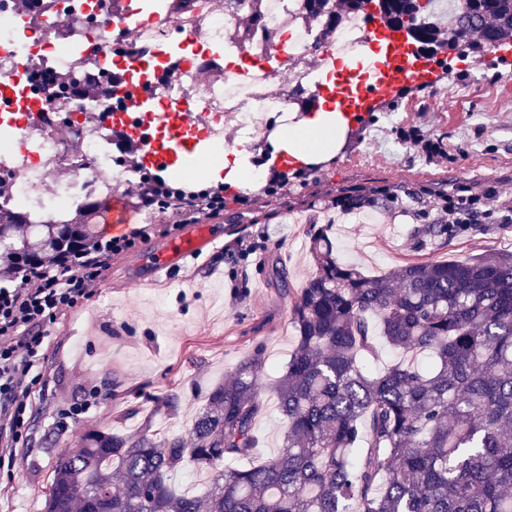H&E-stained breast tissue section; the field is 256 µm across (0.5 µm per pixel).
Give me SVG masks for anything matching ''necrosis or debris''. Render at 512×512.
<instances>
[{"label":"necrosis or debris","mask_w":512,"mask_h":512,"mask_svg":"<svg viewBox=\"0 0 512 512\" xmlns=\"http://www.w3.org/2000/svg\"><path fill=\"white\" fill-rule=\"evenodd\" d=\"M111 0H56L54 10L38 0H0V196L17 208L44 215L60 206L134 182L140 166L112 149L114 137L140 125L130 109L144 85L154 87L151 112L172 103L192 106L191 132L211 146L224 142L225 127L236 133L254 125L273 127L291 103L316 88L315 62L333 47H355L367 21L354 16L325 35L304 9V0H266L262 22L245 28L252 0H157L146 22L123 29L126 54L147 59L132 70L118 100L109 106L84 93L83 73L107 85L117 58L104 26ZM33 17L27 31L16 19ZM293 40H286V32ZM223 46L246 58L247 67L205 77L175 45ZM277 59L278 68L267 67Z\"/></svg>","instance_id":"4bbe7bcc"}]
</instances>
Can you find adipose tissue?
Segmentation results:
<instances>
[{"mask_svg":"<svg viewBox=\"0 0 512 512\" xmlns=\"http://www.w3.org/2000/svg\"><path fill=\"white\" fill-rule=\"evenodd\" d=\"M331 107V99L322 97L316 108L293 110L287 124L278 126L261 147L250 138L238 137L236 147L224 149L219 163L225 190L261 189L270 170L287 157L296 166L309 168L335 159L347 143L348 127Z\"/></svg>","mask_w":512,"mask_h":512,"instance_id":"obj_1","label":"adipose tissue"}]
</instances>
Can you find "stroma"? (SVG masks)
<instances>
[{"label":"stroma","mask_w":512,"mask_h":512,"mask_svg":"<svg viewBox=\"0 0 512 512\" xmlns=\"http://www.w3.org/2000/svg\"><path fill=\"white\" fill-rule=\"evenodd\" d=\"M437 68L442 75L434 85L410 88L373 112L333 161L289 173L287 193L225 194L223 215L204 224L212 247L159 283L151 281L148 256L194 225L154 223L124 186L103 198L98 224H107L117 199L148 238L113 257L93 297L51 328L45 385L31 396L29 442L17 451L14 477L0 478V512H44L42 491L56 455L48 440L110 424L113 410L130 403L152 409V396L163 392L180 394L182 407L177 417H158V425L185 430L201 404L198 390L230 379L257 348L264 353L262 383L278 377L295 346L292 291L313 269L311 225H330L337 257L378 275L416 258L412 238L432 223L441 195L491 188L512 194V55L482 44L464 55L451 49ZM408 131L440 143L444 156L427 155L405 139ZM359 188L397 190L404 206L345 214L332 207L334 197ZM260 235L266 243L257 260L231 256L237 241ZM504 250L512 251V223L439 242L427 255L457 260ZM87 385L99 388L96 405L59 431L58 411ZM263 398L256 434L258 455L267 458L281 445L284 423L275 397Z\"/></svg>","instance_id":"stroma-1"}]
</instances>
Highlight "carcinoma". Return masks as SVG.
<instances>
[{
  "label": "carcinoma",
  "mask_w": 512,
  "mask_h": 512,
  "mask_svg": "<svg viewBox=\"0 0 512 512\" xmlns=\"http://www.w3.org/2000/svg\"><path fill=\"white\" fill-rule=\"evenodd\" d=\"M306 0L328 28L366 0ZM431 0H387L386 21L410 16L426 48L464 50L467 30L512 40V0H464L454 28L433 21ZM33 219L0 201V266L16 275L48 253H75L98 237L87 219ZM329 227L310 231L314 271L293 292L296 345L272 386L284 419L280 450L254 460L264 408L262 349L231 380L211 385L187 430L168 393L134 430L129 406L112 426L85 431L56 456L45 512H512V251L465 260L408 261L369 277L336 257ZM474 224H425L416 250L465 237ZM402 358L374 373L377 336ZM429 357V365L418 357ZM195 466L206 492L178 493L174 475Z\"/></svg>",
  "instance_id": "cac0c4a2"
}]
</instances>
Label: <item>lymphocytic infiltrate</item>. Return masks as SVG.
<instances>
[{
	"label": "lymphocytic infiltrate",
	"mask_w": 512,
	"mask_h": 512,
	"mask_svg": "<svg viewBox=\"0 0 512 512\" xmlns=\"http://www.w3.org/2000/svg\"><path fill=\"white\" fill-rule=\"evenodd\" d=\"M134 195L138 209L151 212L160 224H197L224 213L223 187L174 188L157 173L146 175ZM496 217L512 221V204L489 192L443 197L436 221L483 224ZM142 236L134 228L101 238L81 254L54 258L37 272L19 276L15 285L0 286V472H14L16 450L28 438L30 400L44 385L38 365L51 325L91 299L113 256L134 251Z\"/></svg>",
	"instance_id": "lymphocytic-infiltrate-1"
}]
</instances>
